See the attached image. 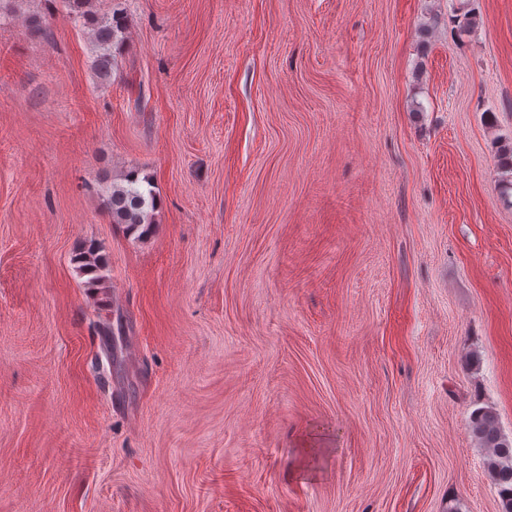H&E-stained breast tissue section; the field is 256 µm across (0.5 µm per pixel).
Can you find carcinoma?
<instances>
[{
    "label": "carcinoma",
    "instance_id": "obj_1",
    "mask_svg": "<svg viewBox=\"0 0 512 512\" xmlns=\"http://www.w3.org/2000/svg\"><path fill=\"white\" fill-rule=\"evenodd\" d=\"M61 2L70 19L90 32L92 66L97 78L111 80L116 50L123 44L128 28L127 15L121 9L100 13L93 8V0ZM148 184L149 179L140 183L131 171L119 181L104 182L101 192L112 223L124 224L131 231L153 224L158 201ZM76 262L81 271L93 275L92 285L105 283L104 258L97 247L91 245L83 250L76 256ZM469 430L480 447L489 450L487 474L498 488L501 512H512V441L502 433L498 416L490 408H477L471 413Z\"/></svg>",
    "mask_w": 512,
    "mask_h": 512
}]
</instances>
